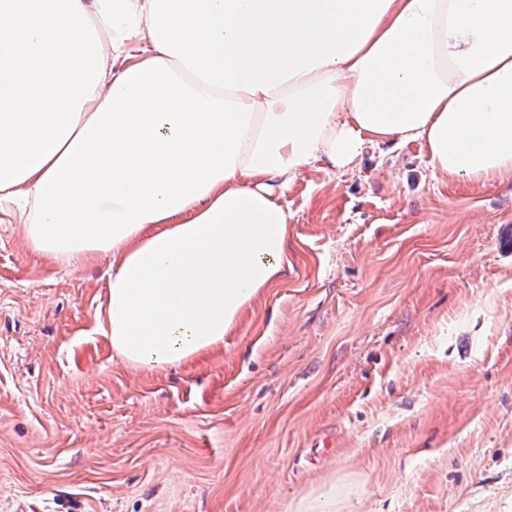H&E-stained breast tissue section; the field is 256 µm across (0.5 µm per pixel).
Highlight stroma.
I'll return each instance as SVG.
<instances>
[{"instance_id":"stroma-1","label":"stroma","mask_w":512,"mask_h":512,"mask_svg":"<svg viewBox=\"0 0 512 512\" xmlns=\"http://www.w3.org/2000/svg\"><path fill=\"white\" fill-rule=\"evenodd\" d=\"M276 195L282 279L156 371L101 331L111 257L54 268L0 221V512H512V179L414 141ZM339 504L340 499L336 496V488H333L328 493L303 502L301 508L304 512H338Z\"/></svg>"}]
</instances>
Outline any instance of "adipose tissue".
Segmentation results:
<instances>
[{"instance_id":"obj_1","label":"adipose tissue","mask_w":512,"mask_h":512,"mask_svg":"<svg viewBox=\"0 0 512 512\" xmlns=\"http://www.w3.org/2000/svg\"><path fill=\"white\" fill-rule=\"evenodd\" d=\"M410 141L512 178V0H0V213L52 266L111 255L133 367L223 347L280 280L274 184Z\"/></svg>"}]
</instances>
